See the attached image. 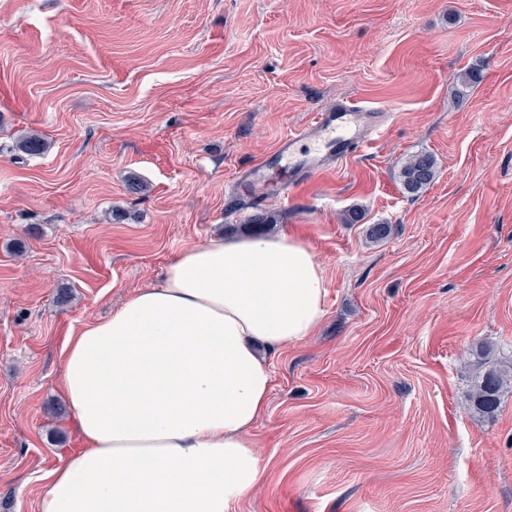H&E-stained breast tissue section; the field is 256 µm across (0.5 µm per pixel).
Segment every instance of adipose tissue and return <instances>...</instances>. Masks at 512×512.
<instances>
[{
	"mask_svg": "<svg viewBox=\"0 0 512 512\" xmlns=\"http://www.w3.org/2000/svg\"><path fill=\"white\" fill-rule=\"evenodd\" d=\"M325 275L288 234L181 251L62 350L82 446L45 477L39 512H226L263 479L250 432L273 354L325 315Z\"/></svg>",
	"mask_w": 512,
	"mask_h": 512,
	"instance_id": "ef3b65f1",
	"label": "adipose tissue"
}]
</instances>
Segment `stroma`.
Here are the masks:
<instances>
[{
  "label": "stroma",
  "mask_w": 512,
  "mask_h": 512,
  "mask_svg": "<svg viewBox=\"0 0 512 512\" xmlns=\"http://www.w3.org/2000/svg\"><path fill=\"white\" fill-rule=\"evenodd\" d=\"M339 101L384 110L374 140L286 194L243 181ZM257 207L326 313L272 360L264 478L227 512H512V391L466 406L479 350L512 358V0H0V512L80 445L67 339ZM437 176V162L428 152L412 154L400 169V180L408 193H418L431 184Z\"/></svg>",
  "instance_id": "stroma-1"
}]
</instances>
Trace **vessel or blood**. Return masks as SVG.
Here are the masks:
<instances>
[{"label": "vessel or blood", "mask_w": 512, "mask_h": 512, "mask_svg": "<svg viewBox=\"0 0 512 512\" xmlns=\"http://www.w3.org/2000/svg\"><path fill=\"white\" fill-rule=\"evenodd\" d=\"M379 124L352 102H342L315 114L298 132L280 139L268 160L250 168L253 177L265 175L268 164L288 167L293 184H300L323 173L334 161L366 145Z\"/></svg>", "instance_id": "vessel-or-blood-1"}]
</instances>
